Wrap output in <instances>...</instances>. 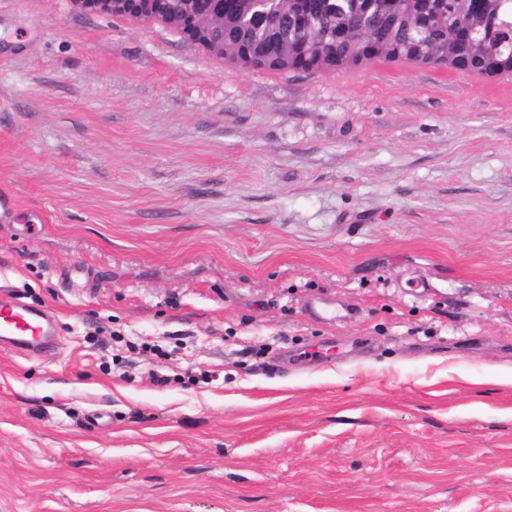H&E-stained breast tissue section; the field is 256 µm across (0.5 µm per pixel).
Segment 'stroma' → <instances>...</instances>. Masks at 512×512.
<instances>
[{
    "instance_id": "35a3bbf8",
    "label": "stroma",
    "mask_w": 512,
    "mask_h": 512,
    "mask_svg": "<svg viewBox=\"0 0 512 512\" xmlns=\"http://www.w3.org/2000/svg\"><path fill=\"white\" fill-rule=\"evenodd\" d=\"M2 191L0 512H512V73L0 0ZM54 319L45 310L0 292V344L24 352L47 348L55 336ZM306 307L308 312L312 315L336 320H346L356 314L354 308L337 306L335 302L325 298H313L307 302Z\"/></svg>"
}]
</instances>
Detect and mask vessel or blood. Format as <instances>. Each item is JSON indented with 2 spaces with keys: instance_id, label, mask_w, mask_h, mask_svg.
<instances>
[{
  "instance_id": "b4317fda",
  "label": "vessel or blood",
  "mask_w": 512,
  "mask_h": 512,
  "mask_svg": "<svg viewBox=\"0 0 512 512\" xmlns=\"http://www.w3.org/2000/svg\"><path fill=\"white\" fill-rule=\"evenodd\" d=\"M310 314L346 320L355 316L354 308L339 306L325 298L308 301ZM56 332L55 322L45 310L27 305L0 292V344L24 352L47 348Z\"/></svg>"
}]
</instances>
